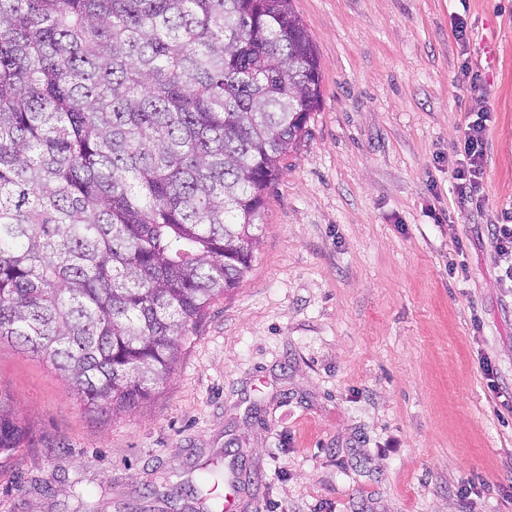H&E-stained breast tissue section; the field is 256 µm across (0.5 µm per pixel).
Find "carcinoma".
Segmentation results:
<instances>
[{
  "label": "carcinoma",
  "instance_id": "cac0c4a2",
  "mask_svg": "<svg viewBox=\"0 0 512 512\" xmlns=\"http://www.w3.org/2000/svg\"><path fill=\"white\" fill-rule=\"evenodd\" d=\"M320 97L294 0H0V341L89 412L149 398ZM29 441L0 391V453Z\"/></svg>",
  "mask_w": 512,
  "mask_h": 512
}]
</instances>
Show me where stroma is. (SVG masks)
<instances>
[{"instance_id":"35a3bbf8","label":"stroma","mask_w":512,"mask_h":512,"mask_svg":"<svg viewBox=\"0 0 512 512\" xmlns=\"http://www.w3.org/2000/svg\"><path fill=\"white\" fill-rule=\"evenodd\" d=\"M294 7L322 96L251 268L113 418L0 342L33 433L0 456V512H224L211 471L233 512H512V288L490 233L512 213V0ZM486 109L484 206L449 205L457 130Z\"/></svg>"}]
</instances>
